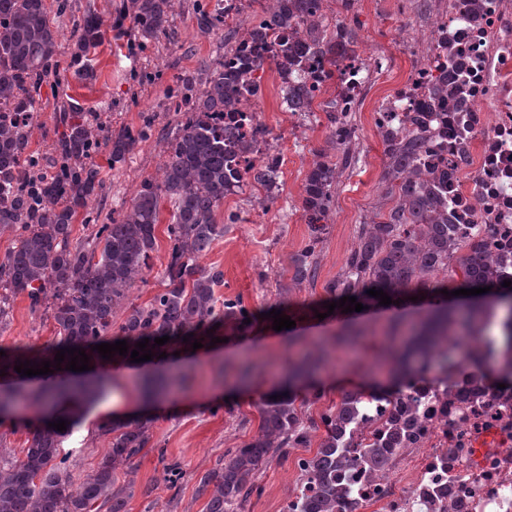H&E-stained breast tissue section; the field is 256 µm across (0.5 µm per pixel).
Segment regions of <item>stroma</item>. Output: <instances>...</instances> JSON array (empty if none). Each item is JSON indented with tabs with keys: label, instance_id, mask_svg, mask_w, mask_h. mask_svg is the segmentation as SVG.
<instances>
[{
	"label": "stroma",
	"instance_id": "stroma-1",
	"mask_svg": "<svg viewBox=\"0 0 512 512\" xmlns=\"http://www.w3.org/2000/svg\"><path fill=\"white\" fill-rule=\"evenodd\" d=\"M128 0H69L65 16L57 18L61 61H68L72 31L87 10L110 19L117 7ZM196 0H178L169 39L150 42L138 50V37L131 23L104 30L103 41L92 54L93 68L84 80H70L68 87L44 86L38 119L30 138V149L49 156L55 141V112L66 99L84 110L96 112L112 128L140 126L144 116H153L152 134L124 166L106 171L104 193L89 204L92 214L107 220L110 213L125 210L140 180L156 177L165 159L160 140L174 123L166 92L184 73L198 69L201 61L216 60L223 52V33H206L197 24ZM407 9L402 0H377L376 5L358 4L355 36L358 45L387 47L404 33L402 21ZM152 72L149 81L133 79L132 72ZM262 121L273 150L284 152L288 165L280 181L283 192L276 203L262 207L247 195L225 197L216 212L224 234L201 258L202 266L220 267L224 272L221 295L240 297L254 317L247 328L225 323L216 335L218 344L202 348H181L179 355L136 363L121 357L92 364L76 373L60 370L62 380L81 378L102 381L98 402L75 413L58 405L53 413L68 419L69 428L61 439L60 454L71 470L91 467L108 451L110 437L105 431L104 405L122 382L138 388L143 379L166 374L178 380L179 391L158 398L152 404L153 437L137 458L138 473L129 512H204V499L194 494L195 476L213 467L226 449L253 435L259 425V402L280 389L289 367L325 349L330 359L314 381L300 383L293 391L304 401L307 415H320L336 403L338 386H361L378 390L384 376L375 374L376 356L389 342L401 341L427 314L428 305L398 309L385 307L363 313H341L319 317L328 295L326 284L338 275L356 242L360 224L371 221L390 205L382 175L387 158L383 139L375 131L367 108L352 115L358 137L352 146L357 158L336 189L332 217L317 250L314 280L290 293L278 295V281L287 274L292 257L308 240L309 229L302 217L301 192L308 167L316 152L328 146L327 126L297 130L280 105V89L268 80L262 104ZM172 219L170 205H162L157 226L158 247L151 270L137 283L131 297L147 302L161 286L170 242L167 226ZM283 308L294 328L274 330L268 313ZM52 318L32 312L26 297H17L7 326L0 330V349H39L54 341ZM202 397V405L181 407L179 394ZM42 407L33 405L20 415L0 418V450L20 453L25 448L29 427L41 424ZM181 463L183 478L176 486L163 481L165 464ZM294 458H276L259 475L245 512H281L295 486Z\"/></svg>",
	"mask_w": 512,
	"mask_h": 512
}]
</instances>
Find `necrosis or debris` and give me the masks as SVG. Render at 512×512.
<instances>
[{"label": "necrosis or debris", "mask_w": 512, "mask_h": 512, "mask_svg": "<svg viewBox=\"0 0 512 512\" xmlns=\"http://www.w3.org/2000/svg\"><path fill=\"white\" fill-rule=\"evenodd\" d=\"M259 45L247 107L224 115L225 126L253 143L237 161L241 178L232 193L252 184L254 168L273 155L260 132L268 74L321 101V108L291 114L295 126L309 127L325 123L327 103L340 114L357 108L399 64L403 76L372 104L378 128L425 138L419 163L443 185L457 237L484 244L500 280L512 279V0H439L409 37L383 52L365 47L329 81L316 55L284 66L279 33L267 31ZM454 69L455 94L435 95ZM511 332L512 311L485 304L469 336L442 339L447 364L391 377V394L357 396L336 439L346 459L336 472V512H512V388L493 382L512 367ZM371 448L385 454L363 464Z\"/></svg>", "instance_id": "obj_1"}]
</instances>
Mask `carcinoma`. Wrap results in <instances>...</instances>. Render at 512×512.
Instances as JSON below:
<instances>
[{
  "label": "carcinoma",
  "instance_id": "obj_1",
  "mask_svg": "<svg viewBox=\"0 0 512 512\" xmlns=\"http://www.w3.org/2000/svg\"><path fill=\"white\" fill-rule=\"evenodd\" d=\"M130 20L141 39L168 32L174 0H131ZM58 0H0V231L15 233L13 247L0 259V327L6 322L15 298L23 294L33 311H44L54 320V342L36 351L0 355V370L14 371L18 362L54 361L60 350L80 348L91 359H101L93 346L126 341L128 350L147 338L165 335L181 340L188 334L200 339L217 323L244 325L253 318L242 301L224 299L217 307L215 288L224 284V272L205 268L198 259L221 235L215 213L224 191L240 178L224 149V111L241 106L233 88L246 81L244 68L224 70V57L241 52L237 44L213 63L204 62L167 90L166 98L179 120L166 138L165 161L158 178L140 182L126 211L98 223L89 203L105 190V180L95 157L109 150L110 166L123 164L149 138L153 118L138 127L116 132L99 117L72 103L55 115L63 127L55 140L54 156L44 159L29 150L42 88L49 82L82 79L91 68L90 54L101 43L103 20L89 13L72 33L74 47L69 61L58 59V28L51 11H63ZM317 0H272L260 26L274 25L283 33L282 46L292 52L288 35L308 51L317 50L329 73H336L355 52V34L347 25L328 26L316 17ZM203 30L224 25V8L198 7ZM329 138L336 154H321L312 163L301 193V209L310 229L307 245L293 259L292 282L300 284L314 272L316 249L330 216L339 169L352 164L345 151L347 138L336 137V113L329 111ZM387 155L385 180L392 206L379 220L359 228L357 247L341 273L327 287L329 296L360 298L367 288L404 294L413 288L431 287V278L448 271L454 260L463 284H493L496 266L474 245L460 243L448 223L442 190L431 173L416 166L424 152L422 138L414 133L384 138ZM173 208L167 227L170 260L161 288L146 304L130 299L137 282L145 281L156 247L160 205ZM92 227L82 242L72 241L79 213ZM123 312L121 321L116 314ZM457 321L440 312L422 324L434 326L428 346H434L455 329ZM97 388L91 383L65 388L55 397L77 405L92 401ZM20 395L0 387V415L12 412ZM353 394L345 392L320 423L304 421L303 405L284 393L265 398L259 406L258 433L219 459L204 473L196 494L208 496L204 512H244L253 479L275 456L292 448H306L309 433L324 435L308 460L310 480L316 490L302 505V512H336V437L350 420ZM112 446L91 470L74 475L59 456L63 432L44 423L29 431V446L19 456H0V512H127L132 494L135 459L152 438L147 421L107 425Z\"/></svg>",
  "mask_w": 512,
  "mask_h": 512
}]
</instances>
